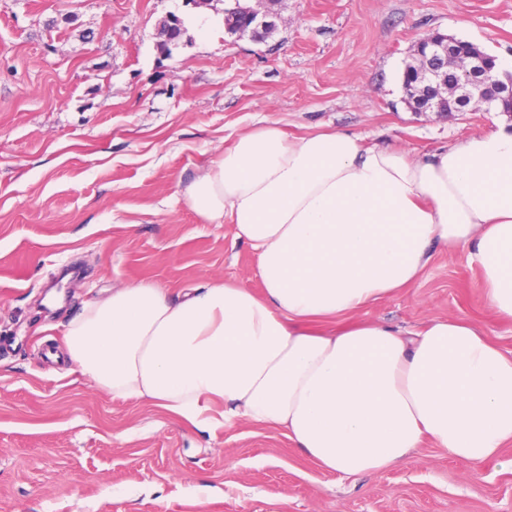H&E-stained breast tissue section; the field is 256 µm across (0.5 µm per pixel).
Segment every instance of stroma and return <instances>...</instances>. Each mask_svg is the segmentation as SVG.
Instances as JSON below:
<instances>
[{
    "label": "stroma",
    "instance_id": "1",
    "mask_svg": "<svg viewBox=\"0 0 512 512\" xmlns=\"http://www.w3.org/2000/svg\"><path fill=\"white\" fill-rule=\"evenodd\" d=\"M263 42L224 32V4L0 0V512H512V471L466 467L423 442L410 462L340 478L278 430L203 431L112 399L60 352L68 322L110 289L171 294L220 278L259 289L232 225L178 196L217 148L274 122L433 152L506 112H413L402 74L441 32L512 59V0H279ZM183 18L171 55L159 26ZM465 252L357 312L401 328L462 317L512 352Z\"/></svg>",
    "mask_w": 512,
    "mask_h": 512
}]
</instances>
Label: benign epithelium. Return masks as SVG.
<instances>
[{
    "instance_id": "7a95c632",
    "label": "benign epithelium",
    "mask_w": 512,
    "mask_h": 512,
    "mask_svg": "<svg viewBox=\"0 0 512 512\" xmlns=\"http://www.w3.org/2000/svg\"><path fill=\"white\" fill-rule=\"evenodd\" d=\"M275 0H232L234 14L226 13L225 27L241 16L250 22L237 29L235 38L249 37L260 42L277 29L279 13ZM185 32L183 20L173 14L161 25L162 40L158 50L171 54ZM411 62L406 72L415 76V86L421 94L412 99V111L488 112L497 102L512 103V80L504 81L495 70V58L478 48L467 47L448 35L433 33L419 39L411 50Z\"/></svg>"
}]
</instances>
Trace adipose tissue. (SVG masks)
<instances>
[{"label":"adipose tissue","mask_w":512,"mask_h":512,"mask_svg":"<svg viewBox=\"0 0 512 512\" xmlns=\"http://www.w3.org/2000/svg\"><path fill=\"white\" fill-rule=\"evenodd\" d=\"M181 196L233 225L263 292L213 281L175 300L141 280L87 303L64 353L97 389L211 429L277 428L340 477L403 465L425 437L467 467L512 469V354L461 318L332 325L413 285L436 249L467 252L512 324V133L412 157L343 131L289 139L272 122Z\"/></svg>","instance_id":"adipose-tissue-1"}]
</instances>
